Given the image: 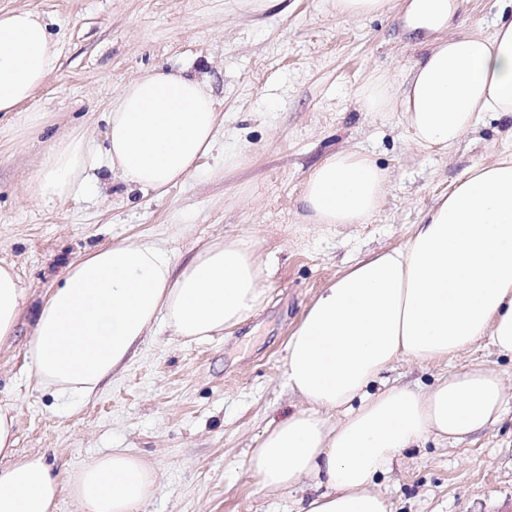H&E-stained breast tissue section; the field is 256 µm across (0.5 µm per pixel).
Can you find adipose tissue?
Listing matches in <instances>:
<instances>
[{"label": "adipose tissue", "instance_id": "obj_1", "mask_svg": "<svg viewBox=\"0 0 512 512\" xmlns=\"http://www.w3.org/2000/svg\"><path fill=\"white\" fill-rule=\"evenodd\" d=\"M401 11L409 30L425 32V53L400 86L359 88L360 108L398 110L427 149L453 146L487 117L512 125V21L490 35L451 36L450 0H404ZM58 53L35 13H0V112L31 98ZM218 107L204 78L188 70L144 73L113 104L103 155L69 134L48 148L28 189L67 200L103 164L128 186L164 194L214 151ZM385 180L368 155L333 154L303 185L302 218L362 223ZM265 271L253 250L229 238L180 269L148 242L89 251L37 310L27 348L36 382L62 400L90 395L159 320L186 341L223 335L264 303ZM24 299L12 265L0 263V344L14 336ZM486 337L512 355V154L473 165L413 225L405 247L372 253L322 288L288 339L286 381L307 407L267 432L252 472L269 490L313 484L301 512H390L376 475L425 437L461 440L494 424L505 386L485 366L427 390L373 392L370 384L399 358L444 360ZM16 442L12 410L0 406V512H57L65 488L84 512H138L154 495L153 470L129 449L59 474L43 455H17Z\"/></svg>", "mask_w": 512, "mask_h": 512}]
</instances>
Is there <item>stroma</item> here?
I'll list each match as a JSON object with an SVG mask.
<instances>
[{"label":"stroma","mask_w":512,"mask_h":512,"mask_svg":"<svg viewBox=\"0 0 512 512\" xmlns=\"http://www.w3.org/2000/svg\"><path fill=\"white\" fill-rule=\"evenodd\" d=\"M449 34H491L512 0H454ZM46 23L56 69L19 111L0 115V260L26 302L0 345V406L16 417V451L57 468L126 448L156 473L145 512H298L308 491L261 487L249 460L267 431L306 404L288 388L287 343L310 302L336 275L383 248L405 246L413 224L475 163L512 152L498 123L481 121L445 150L417 146L397 112H365L356 90L377 77L401 85L423 55V33L398 11L337 13L333 0H0ZM206 78L224 123L218 149L164 196L129 189L106 168L82 195L48 201L27 186L59 136L87 135L103 152L105 114L145 71ZM370 155L388 177L359 224L304 223L298 197L332 153ZM255 249L267 298L240 326L203 342L156 322L144 342L86 398L65 404L38 387L27 356L35 311L64 266L112 243L151 242L186 263L219 237ZM497 370L505 413L458 443L404 449L376 488L391 512H512V358L481 340L421 364L403 357L386 385L427 388L463 367Z\"/></svg>","instance_id":"35a3bbf8"}]
</instances>
